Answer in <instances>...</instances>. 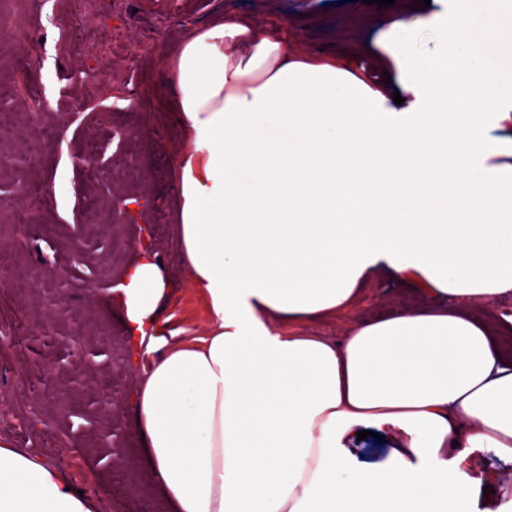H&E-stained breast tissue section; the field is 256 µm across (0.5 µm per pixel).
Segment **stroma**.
Returning <instances> with one entry per match:
<instances>
[{
  "label": "stroma",
  "instance_id": "obj_1",
  "mask_svg": "<svg viewBox=\"0 0 512 512\" xmlns=\"http://www.w3.org/2000/svg\"><path fill=\"white\" fill-rule=\"evenodd\" d=\"M395 0L377 9L361 0H235L237 10L262 22L287 25L294 50L313 59L336 58L385 99L394 64L386 52L384 20L400 14L418 25L425 39L455 16L485 18L481 0ZM16 25L27 27V51L40 65L52 112L72 114L56 126L38 153L29 134H6L0 145L9 157L0 171L6 203L21 192L24 178L41 181L50 201L32 224H16L0 208V254L12 257L29 287L19 293L0 288V315L13 324L10 345L0 350V440L60 471L95 504L96 512H170L156 487L135 432L130 396L137 376L129 366L121 314L109 306V287L138 256L147 224L165 213L168 236L156 249L167 281L159 320L169 344L204 335L207 304L189 285L179 254L176 192L178 156L189 142L177 120V93L168 82L165 55L175 53L197 29L223 18L224 0H97V18L78 46L60 38L61 19L72 0H0ZM93 70L98 84L78 81ZM110 113L107 124L87 122L89 113ZM93 155L106 173L89 180L79 158ZM136 172L151 175L144 220L93 224L92 214L112 207L114 189L137 185L135 174L113 176L121 156ZM433 300L410 280H369L346 314L288 322L293 331L335 338L344 329L403 311L425 312ZM82 309L75 329L71 310ZM474 480L475 512H512V461L472 452L464 468Z\"/></svg>",
  "mask_w": 512,
  "mask_h": 512
}]
</instances>
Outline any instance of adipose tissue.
Segmentation results:
<instances>
[{"instance_id": "ef3b65f1", "label": "adipose tissue", "mask_w": 512, "mask_h": 512, "mask_svg": "<svg viewBox=\"0 0 512 512\" xmlns=\"http://www.w3.org/2000/svg\"><path fill=\"white\" fill-rule=\"evenodd\" d=\"M409 104L335 60L289 53L288 33L239 14L167 59L190 148L179 162L178 241L205 297L206 335L168 345L166 283L145 254L123 273L133 403L153 476L174 512H474L460 479L473 451L512 459V361L465 311L512 288V141L488 138L467 97L489 82L494 43L461 17L443 30L450 69L411 22L388 21ZM453 122L439 121L449 93ZM489 222L474 227V206ZM414 274L436 308L331 339L273 319L347 310L378 273ZM363 427L403 438L387 466L346 450ZM0 512H92L54 468L0 445Z\"/></svg>"}]
</instances>
